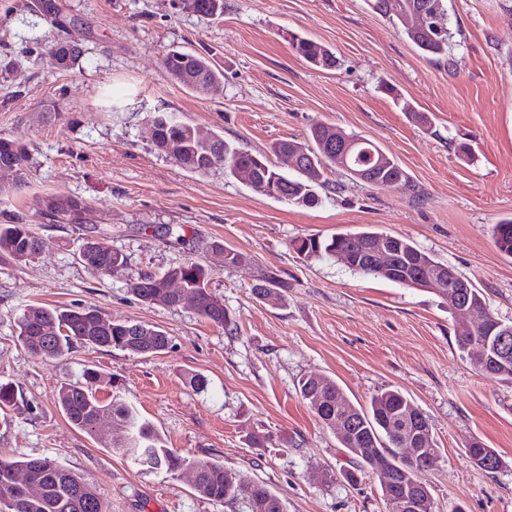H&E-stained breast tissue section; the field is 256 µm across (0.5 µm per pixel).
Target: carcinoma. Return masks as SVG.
I'll return each instance as SVG.
<instances>
[{"label":"carcinoma","mask_w":512,"mask_h":512,"mask_svg":"<svg viewBox=\"0 0 512 512\" xmlns=\"http://www.w3.org/2000/svg\"><path fill=\"white\" fill-rule=\"evenodd\" d=\"M393 8L382 12L398 25L418 49L435 60L452 61V33L439 25L444 14V0H391ZM195 13L213 16L224 10V0H183ZM422 9L429 17L426 31H413L405 24V14ZM292 47L306 62L317 68H333L336 57L324 45L308 38L292 36ZM80 57L78 50L65 43L54 49L55 67L68 70ZM163 68L180 87L197 94L199 86L210 81H221L223 73L203 55L172 51L162 58ZM154 144L158 150L174 159L182 168L197 174H207L221 168L224 175L240 178V170L250 168L254 180L247 183L254 191L267 197L292 204L309 206L318 201V190L329 188L326 173L334 168L352 177L355 171L371 167L372 188L395 187L407 191L411 197L419 190L404 169L388 157L373 141L346 134L332 125L317 121L307 137L281 139L272 146L276 162L243 151L214 133L208 137L198 135L196 128L171 112L158 111L153 116ZM28 153L24 145L0 137V163L15 168V180L23 182L27 175ZM46 215L69 223L73 216L87 211L86 204L69 196H47L40 202ZM495 242L499 250L512 256V218L494 227ZM378 242L395 246L398 270L422 271L426 266L440 268L443 263L420 250L411 240L382 231L362 230L340 233L328 240L304 237L294 241L293 248L304 257L340 256L348 254L353 260L348 267L367 276L386 280L390 276L368 266L367 254ZM45 241L27 224H0V252L16 264H27L44 249ZM79 262L100 277H110L125 264L123 253L112 248L104 238L86 241L78 256ZM209 269L201 262L187 258L161 275H147L131 285L130 291L143 303L165 307L180 306V295L168 291L167 285L177 280L183 296L193 301V309L202 319L220 327L231 324L224 302L208 290ZM256 297L271 305L282 300L277 278L271 274L261 276L254 288ZM103 311L92 304L70 308L28 305L16 317L18 339L21 346L37 358H57L74 346L90 348H117L132 355L148 356L167 349L169 337L155 325L135 320H108L101 322ZM487 352L494 360L478 372L512 381V337L507 349L498 347L493 336L484 337ZM104 380L95 371H84L83 380L61 384L55 401L67 419L78 430L91 438L102 432V420L112 418L116 435L111 449L118 451L138 466L165 470L176 474L183 469L197 471L195 490L202 497L215 502L249 501L261 498L264 512H285L281 499L262 481L247 485L239 475L217 460H205L182 455L166 447L161 436L135 411L113 399L104 401L99 389ZM298 391L312 412H323L324 417L341 409L352 426L341 434L336 425L327 427L336 432L340 445L346 448L361 468L373 469L380 460L398 466L412 463L410 445L405 437L394 432L392 419L398 409L412 407L411 401L398 390H386L374 395L368 408L351 403L343 389L333 378L325 375L303 377ZM30 473L37 490L33 493L19 489L16 474ZM0 505L7 512H106L104 503L91 483L83 475L49 457H0Z\"/></svg>","instance_id":"carcinoma-1"}]
</instances>
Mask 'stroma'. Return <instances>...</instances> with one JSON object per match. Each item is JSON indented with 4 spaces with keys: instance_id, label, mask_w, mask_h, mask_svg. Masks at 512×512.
I'll return each instance as SVG.
<instances>
[{
    "instance_id": "1",
    "label": "stroma",
    "mask_w": 512,
    "mask_h": 512,
    "mask_svg": "<svg viewBox=\"0 0 512 512\" xmlns=\"http://www.w3.org/2000/svg\"><path fill=\"white\" fill-rule=\"evenodd\" d=\"M445 7L449 62L427 57L365 0H224L218 17L182 0H0V136L29 152L25 182L0 195V222L31 225L47 243L26 265L0 256V380L18 398L0 424V457L55 459L95 485L107 512H247L200 496L188 473L132 465L110 451L111 429L92 439L72 426L55 392L91 367L108 382L104 397L149 421L167 447L265 482L285 512H386L378 479L357 469L297 390L301 377L323 374L353 404L397 389L426 416L441 458L420 479L435 512H512V383L473 368L459 347L464 322L434 293L292 248L301 236L364 228L404 236L471 279L512 323V257L492 236L512 216V0ZM293 33L327 46L335 69L299 57ZM59 42L80 48L74 69L51 65ZM173 49L212 58L220 88L197 96L179 87L161 65ZM158 110L263 154L320 120L377 143L421 196L336 169L334 190L304 207L220 169L195 174L155 147ZM462 142L471 158L457 154ZM48 195L82 200L85 223L52 221L37 205ZM96 237L126 257L112 276L77 260ZM226 247L245 263L225 268ZM190 256L210 268L233 330L131 293ZM267 272L285 284L280 304L252 293ZM80 303L158 326L172 342L145 357L77 346L39 360L21 347L14 320L24 306ZM194 374L203 388L190 386ZM254 435L263 447L251 445ZM475 441L497 452L498 471L471 461Z\"/></svg>"
}]
</instances>
